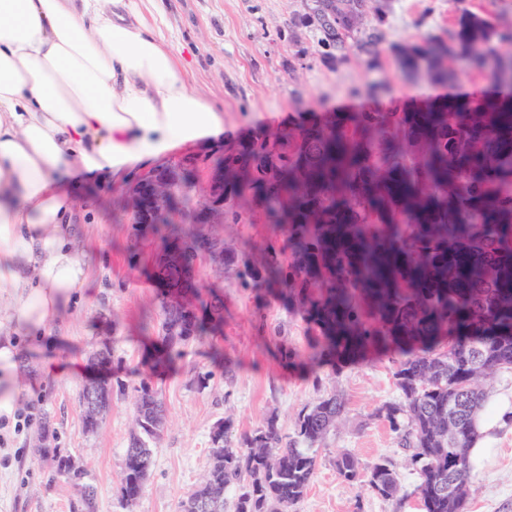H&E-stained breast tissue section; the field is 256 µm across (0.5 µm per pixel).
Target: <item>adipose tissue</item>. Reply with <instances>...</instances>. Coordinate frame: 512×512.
Listing matches in <instances>:
<instances>
[{
  "label": "adipose tissue",
  "mask_w": 512,
  "mask_h": 512,
  "mask_svg": "<svg viewBox=\"0 0 512 512\" xmlns=\"http://www.w3.org/2000/svg\"><path fill=\"white\" fill-rule=\"evenodd\" d=\"M147 0H0V418L28 389L16 335H51L87 274L73 224L82 170L128 182L175 147L219 136L224 114L190 84ZM512 430V398L491 397L468 452L472 474Z\"/></svg>",
  "instance_id": "adipose-tissue-1"
}]
</instances>
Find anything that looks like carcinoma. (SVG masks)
Returning <instances> with one entry per match:
<instances>
[{
	"label": "carcinoma",
	"mask_w": 512,
	"mask_h": 512,
	"mask_svg": "<svg viewBox=\"0 0 512 512\" xmlns=\"http://www.w3.org/2000/svg\"><path fill=\"white\" fill-rule=\"evenodd\" d=\"M390 7V0H366L357 27L340 13L334 25L319 16L313 27L323 61L337 66L353 46L379 66ZM453 22L446 39L392 46L401 74L421 71L449 83L471 70L503 85L500 72L512 56L500 53L497 18L461 8ZM269 138L259 132L193 160L192 168L224 167V195L249 193L272 225L259 262L244 263L246 283L295 307L314 332L305 352L285 350L281 359L312 370L371 353L391 359L401 400L382 413L409 452L424 512H465L485 383L512 369V93L453 96L412 110L329 112L283 133L278 148ZM195 224V207L182 194L151 223L131 225L132 248L148 238L164 249L207 240ZM160 307L157 346L146 360L151 372L173 365L180 347L209 339L224 317L212 290L198 291L190 312L163 297ZM90 392L108 412V384L84 383L79 403ZM136 392L120 486L127 509L141 496L150 444L165 421L158 389L144 381ZM345 410L343 397L330 392L299 413L291 434L273 418L244 434L219 422L209 469L181 512H226L224 492L234 485V512H293L314 477L315 447ZM35 452L53 476L81 477L56 445ZM336 470L384 500L398 496L387 460L363 468L343 453ZM72 509L97 512L93 485H81Z\"/></svg>",
	"instance_id": "1"
}]
</instances>
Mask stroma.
<instances>
[{
  "label": "stroma",
  "instance_id": "1",
  "mask_svg": "<svg viewBox=\"0 0 512 512\" xmlns=\"http://www.w3.org/2000/svg\"><path fill=\"white\" fill-rule=\"evenodd\" d=\"M391 4L386 44L444 37L452 28L448 0ZM156 6L158 15H147V22H158L196 88L223 110L225 135L237 141L269 127L315 121L343 105L355 112L383 111L395 102L410 108L451 91L480 97L491 87L489 78L477 75H460L450 85L422 76L407 79L392 55L374 69L354 49L345 63L330 66L317 53L314 30L295 23L304 11L301 0H157ZM76 190L81 199L75 222L88 281L58 318L51 352L73 372L44 373L28 360L21 378L39 379L34 416L49 418L58 447L85 468L98 491L99 512H180L182 498L208 469L210 434L218 422L230 421L244 433L272 416L289 434L299 412L330 392L343 395L346 411L317 449L315 476L296 512H423L407 453L379 414L399 399L394 364L385 357L340 362L314 377L282 363L281 349L304 351L311 333L294 308L257 299L242 287V264L259 259L269 232L252 221L238 197L232 204L242 213L239 223L198 227L224 246L223 261L203 258L197 271L201 287L219 288L223 295L224 327L211 343L183 346L176 370L154 377L166 405L165 425L151 445L153 466L143 493L132 510H124L118 497L123 451L156 334L158 289L145 275L147 257L130 256V221L119 216L123 186L83 177ZM103 341L111 348V364L98 370L90 367L88 356ZM214 346L232 363L231 374L213 365ZM95 376L108 380L112 403L99 430L90 433L78 392L86 378ZM36 431L32 424L6 433L0 447V512H70L77 486L51 481L50 471L38 464L32 449ZM497 446L493 462L472 480L465 512H512V433L500 432ZM345 452L365 465L389 460L403 499L382 500L362 483L340 477L335 461Z\"/></svg>",
  "mask_w": 512,
  "mask_h": 512
}]
</instances>
